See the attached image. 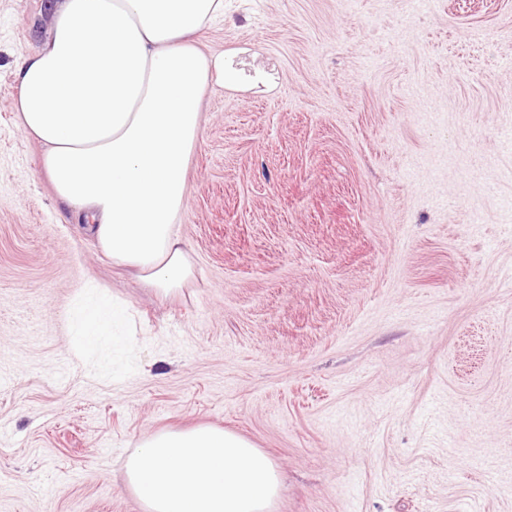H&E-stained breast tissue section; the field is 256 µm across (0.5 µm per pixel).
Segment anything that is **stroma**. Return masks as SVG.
Instances as JSON below:
<instances>
[{"label": "stroma", "instance_id": "obj_1", "mask_svg": "<svg viewBox=\"0 0 512 512\" xmlns=\"http://www.w3.org/2000/svg\"><path fill=\"white\" fill-rule=\"evenodd\" d=\"M54 0H0V512H143L126 461L199 424L270 512H512V0H224L169 296L113 266L17 127ZM129 313L104 346L87 289Z\"/></svg>", "mask_w": 512, "mask_h": 512}]
</instances>
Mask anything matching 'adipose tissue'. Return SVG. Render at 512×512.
I'll list each match as a JSON object with an SVG mask.
<instances>
[{"instance_id":"ef3b65f1","label":"adipose tissue","mask_w":512,"mask_h":512,"mask_svg":"<svg viewBox=\"0 0 512 512\" xmlns=\"http://www.w3.org/2000/svg\"><path fill=\"white\" fill-rule=\"evenodd\" d=\"M223 14L224 0H56L45 46L14 72L18 122L43 145L56 198L84 213L114 264L164 293L194 278L175 231L186 163L203 95L235 79L195 36ZM74 314L88 342L122 316L92 291Z\"/></svg>"}]
</instances>
